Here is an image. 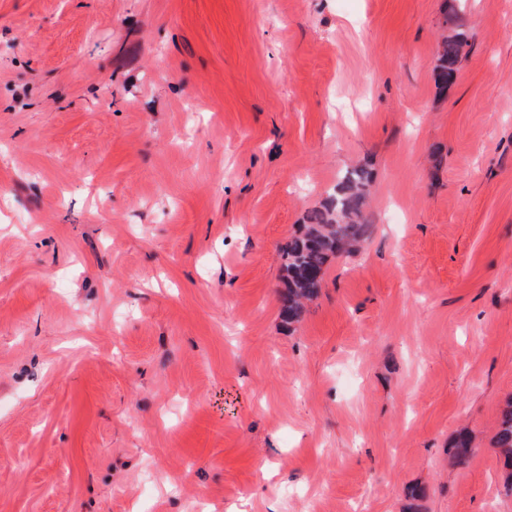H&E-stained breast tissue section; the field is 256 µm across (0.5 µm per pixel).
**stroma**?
Returning <instances> with one entry per match:
<instances>
[{"label": "stroma", "instance_id": "stroma-1", "mask_svg": "<svg viewBox=\"0 0 512 512\" xmlns=\"http://www.w3.org/2000/svg\"><path fill=\"white\" fill-rule=\"evenodd\" d=\"M511 396L512 0H0V512H512ZM440 46L441 50L434 68V82L439 93L445 94L456 80L458 64L469 45L463 33H453L444 36ZM370 182L363 168L346 171L324 203L308 212L304 230L282 247L287 291L281 318L288 325L300 318L303 301L318 295L329 257L350 252L371 236L365 214ZM493 447L503 457L504 464L512 469V399L508 400L500 410Z\"/></svg>", "mask_w": 512, "mask_h": 512}]
</instances>
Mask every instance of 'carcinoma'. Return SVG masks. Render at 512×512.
<instances>
[{
    "label": "carcinoma",
    "instance_id": "carcinoma-1",
    "mask_svg": "<svg viewBox=\"0 0 512 512\" xmlns=\"http://www.w3.org/2000/svg\"><path fill=\"white\" fill-rule=\"evenodd\" d=\"M440 46L434 82L439 93L445 94L456 80L468 40L462 33L448 34ZM370 182V174L363 168L346 171L324 203L308 212L304 230L282 247L287 288L281 309L284 322L298 321L303 301L318 295L330 256L349 252L371 236L372 224L365 214ZM493 447L512 469V399L500 410ZM472 448L473 438L463 429L453 439L451 458L462 462L470 456Z\"/></svg>",
    "mask_w": 512,
    "mask_h": 512
}]
</instances>
